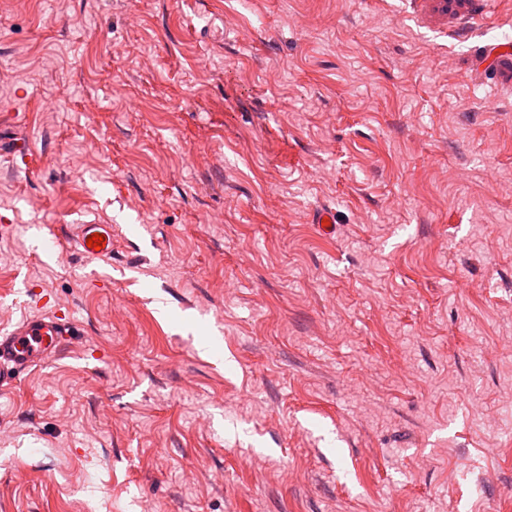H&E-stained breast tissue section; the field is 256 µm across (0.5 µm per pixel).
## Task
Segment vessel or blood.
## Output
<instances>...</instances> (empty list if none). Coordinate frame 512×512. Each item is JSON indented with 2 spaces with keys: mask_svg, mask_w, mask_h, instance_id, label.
I'll use <instances>...</instances> for the list:
<instances>
[{
  "mask_svg": "<svg viewBox=\"0 0 512 512\" xmlns=\"http://www.w3.org/2000/svg\"><path fill=\"white\" fill-rule=\"evenodd\" d=\"M96 234L102 237L99 248L88 247V238ZM111 236L108 224L77 227V244L91 257L111 255ZM73 334L72 320L56 313L29 316L10 329L0 330V386L11 384L22 373L58 354Z\"/></svg>",
  "mask_w": 512,
  "mask_h": 512,
  "instance_id": "vessel-or-blood-1",
  "label": "vessel or blood"
}]
</instances>
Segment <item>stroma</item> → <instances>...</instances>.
Returning <instances> with one entry per match:
<instances>
[{"label": "stroma", "mask_w": 512, "mask_h": 512, "mask_svg": "<svg viewBox=\"0 0 512 512\" xmlns=\"http://www.w3.org/2000/svg\"><path fill=\"white\" fill-rule=\"evenodd\" d=\"M472 2L0 0V329L81 330L0 390V512H512V0ZM94 233L103 235L101 249L96 251L94 247L87 246V240ZM77 244L81 251L91 257H107L112 255V225L110 224H79L77 227Z\"/></svg>", "instance_id": "35a3bbf8"}]
</instances>
